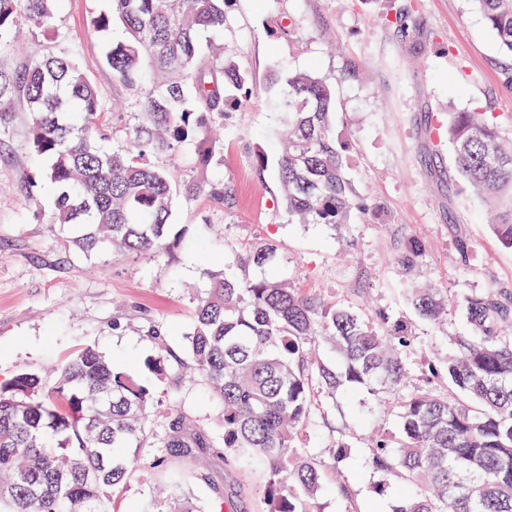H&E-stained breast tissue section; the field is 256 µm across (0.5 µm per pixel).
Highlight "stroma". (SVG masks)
<instances>
[{
    "instance_id": "35a3bbf8",
    "label": "stroma",
    "mask_w": 512,
    "mask_h": 512,
    "mask_svg": "<svg viewBox=\"0 0 512 512\" xmlns=\"http://www.w3.org/2000/svg\"><path fill=\"white\" fill-rule=\"evenodd\" d=\"M416 2L441 53L406 52L384 21L381 0H231L227 9L224 42L257 81L276 67L287 74L313 69L336 83V132L349 145L348 173L369 210H351L347 223L334 227L289 222L276 171L256 175L251 149L278 146L282 130L273 96L263 90L242 118L225 126L221 164L193 168L184 149L160 160L180 182L224 180L236 191L234 208L220 209L204 196L178 198L170 250L158 261L84 256L67 243L62 226L47 221L54 197L32 182L41 163L30 157V114L16 102L11 124L0 128V382L27 369L53 375L87 345L128 371H141L146 358L160 353L185 359L193 290L233 252L261 240L277 246L274 273L291 287L406 320L413 344L405 391L444 393L446 378L429 381L425 374L451 350L452 337L471 335V327L457 307L441 324L420 320L408 290L433 285L457 301L489 289L512 291V250L495 237L489 207L457 175L450 144L431 149L426 127L429 116L445 119L481 106L512 138V87L504 82L512 59L469 0ZM107 8V0H61L55 30L24 33L0 53V60L21 67L67 48L97 86L106 149L135 122L132 93L105 65L123 28L116 23L101 32L90 24L92 14ZM285 18L291 23L286 39L276 32ZM414 237L424 251L405 273L395 258ZM150 384L156 431L178 411L209 438L218 437L223 403L201 378L174 369ZM365 397L338 390L300 437L301 447L321 458L331 447L348 446L335 476L324 481L323 512H391L395 504L399 483L372 469L367 457L377 430L398 434V414L393 405ZM162 454L151 447L136 453L131 473L113 493L112 512H174L176 500L161 491L167 472L155 465ZM173 466L186 477L205 469L208 484L194 492L207 512H265L261 476L225 464L221 449ZM341 484L346 494L338 493Z\"/></svg>"
}]
</instances>
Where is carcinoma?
Instances as JSON below:
<instances>
[{"instance_id":"obj_1","label":"carcinoma","mask_w":512,"mask_h":512,"mask_svg":"<svg viewBox=\"0 0 512 512\" xmlns=\"http://www.w3.org/2000/svg\"><path fill=\"white\" fill-rule=\"evenodd\" d=\"M60 0H0V53L22 27H55ZM91 25L107 31L119 20L124 40L106 54L112 79L134 92L139 123L109 149L95 84L67 51L22 68L0 65V127L9 125L22 97L32 115L33 153L47 161L41 181L55 191L47 223L71 229L72 246L85 255L161 259L168 250L177 193L207 196L224 210L236 204L222 182L177 183L152 163L186 144L205 168L223 157L216 126L242 115L257 92L253 76L233 51L201 40L224 29L230 0H109ZM512 58V0H470ZM386 24L410 40L420 31L412 0H389ZM277 90L287 129L278 156L252 151L256 172L277 169L289 217L300 224L347 222L355 205L347 175L348 143L336 135V88L313 71L280 76ZM432 145L443 138L454 168L496 211L493 229L512 249V148L493 114L455 112L449 124L431 125ZM424 250L413 238L397 258L411 270ZM275 255L259 241L211 274L196 297L186 334L188 367L224 406L223 434L215 443L191 432L187 419L168 417L163 436L150 422L153 396L146 380L116 366L93 346L70 354L49 383L23 371L0 383V512H110L112 490L128 474L130 449L155 441L172 458L201 448L224 449V460L262 476L267 512H321L324 465L299 448L301 430L316 410L313 386L326 398L342 387H363L392 398L401 439L387 432L373 440L369 462L417 488L393 512H512V292L487 290L464 298L474 334L460 336L445 374L458 397L431 390L402 392L411 348L408 326L376 319L353 307L301 292L263 273ZM418 317L438 324L448 316L447 290L409 289ZM323 343L341 367L319 362Z\"/></svg>"}]
</instances>
